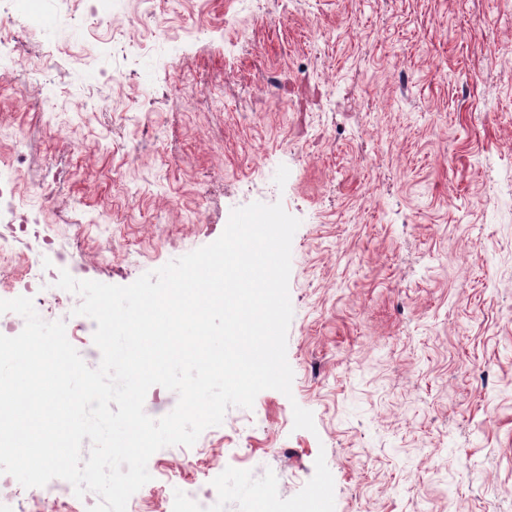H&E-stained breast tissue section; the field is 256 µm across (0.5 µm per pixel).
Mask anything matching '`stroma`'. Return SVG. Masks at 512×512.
I'll return each mask as SVG.
<instances>
[{
	"label": "stroma",
	"instance_id": "35a3bbf8",
	"mask_svg": "<svg viewBox=\"0 0 512 512\" xmlns=\"http://www.w3.org/2000/svg\"><path fill=\"white\" fill-rule=\"evenodd\" d=\"M0 33L31 72L0 65V299L48 300L89 367L61 272L129 285L253 202L301 221L291 395L155 452L126 512H512V0H0ZM51 486L0 472L15 512Z\"/></svg>",
	"mask_w": 512,
	"mask_h": 512
}]
</instances>
